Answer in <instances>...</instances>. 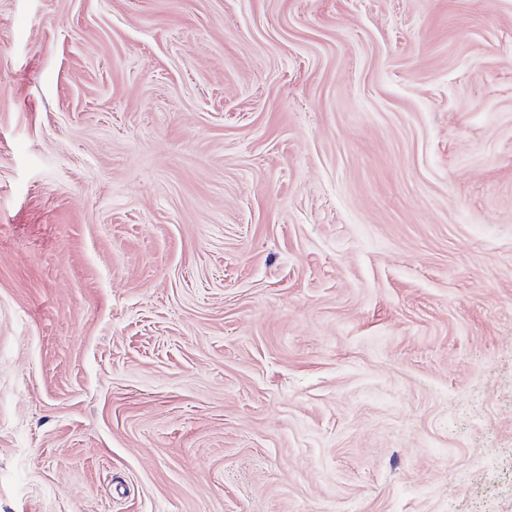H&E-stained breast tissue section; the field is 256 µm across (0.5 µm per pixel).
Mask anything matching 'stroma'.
Returning a JSON list of instances; mask_svg holds the SVG:
<instances>
[{"label":"stroma","mask_w":512,"mask_h":512,"mask_svg":"<svg viewBox=\"0 0 512 512\" xmlns=\"http://www.w3.org/2000/svg\"><path fill=\"white\" fill-rule=\"evenodd\" d=\"M0 512H512V0H0Z\"/></svg>","instance_id":"obj_1"}]
</instances>
